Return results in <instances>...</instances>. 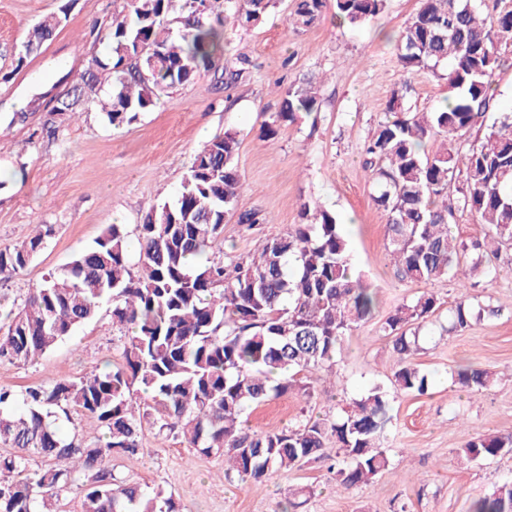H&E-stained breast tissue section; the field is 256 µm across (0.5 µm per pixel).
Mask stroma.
Segmentation results:
<instances>
[{
    "label": "stroma",
    "instance_id": "1",
    "mask_svg": "<svg viewBox=\"0 0 512 512\" xmlns=\"http://www.w3.org/2000/svg\"><path fill=\"white\" fill-rule=\"evenodd\" d=\"M295 4L277 0L256 27L241 26L225 9L221 55L235 81L228 85L200 72L161 95L136 121L115 126L94 102L85 103L76 119L66 112L51 118L37 107L76 84L94 58L107 57L100 34L112 20L115 0H0V249L23 241L36 225L53 228L24 272L0 279V310L18 308L30 288L93 245L105 225L117 222L135 234L148 205L172 199L195 154L227 128L241 139L239 207L258 212L260 222L248 226L228 215L224 251L248 255L303 223L305 202L336 216L353 266L377 290V311L345 336L338 365L313 375L316 400L291 394L253 407L245 414L252 431L322 416L372 385L388 387L394 356L382 329L386 317L428 291L444 324L460 296L451 278L427 284L396 277L387 216L374 201L363 152L387 120L393 95H404L409 111L432 112L452 94L443 78L447 64L411 74L401 67L396 36L419 0H386L379 15L356 29L339 23L334 0L310 26L292 28ZM62 12L67 19L55 36L37 53L19 57L38 21ZM243 56L249 66L240 65ZM292 86L313 89L314 112L264 139L262 124L279 111ZM21 96L29 100L22 113L14 105ZM50 118L57 128L52 137L42 130ZM496 266V278L477 276L467 293L473 306L495 307V314L466 330L425 338L415 358L429 380L425 395L390 392L391 421L383 439L390 464L369 483L337 492L320 460L244 483L225 474L223 459L196 453L177 434L159 440L149 427L137 454L113 458L115 472L174 494L185 512H278L299 487L312 491L303 512H396L402 502L409 512H469L474 499L512 478V454L476 462L458 455L474 436L512 433V248ZM121 363L105 305L37 364L0 361V386L74 379ZM462 366L497 371L500 380L488 390L468 391L452 381Z\"/></svg>",
    "mask_w": 512,
    "mask_h": 512
}]
</instances>
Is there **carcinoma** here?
Instances as JSON below:
<instances>
[{"label": "carcinoma", "instance_id": "obj_1", "mask_svg": "<svg viewBox=\"0 0 512 512\" xmlns=\"http://www.w3.org/2000/svg\"><path fill=\"white\" fill-rule=\"evenodd\" d=\"M247 26L265 20L276 0H119L104 34L108 60L96 58L60 104L78 112L98 100L114 125L129 124L156 104L159 92L184 85L202 70L219 73L220 33L209 16L223 3ZM386 0H335L336 16L361 27ZM324 0H297L292 26L311 25ZM42 19L23 45L38 51L61 26ZM404 70L448 62L453 104L428 115L399 112L381 123L365 146L378 188L375 202L387 215L390 256L402 281L430 283L452 277L492 275L490 258L512 242V111L502 112L484 143L466 154L445 147L429 151L437 137L452 140L483 123L495 95L490 77L498 45L512 41V10L482 17L472 0H420L398 35ZM111 90L98 98L104 84ZM316 96L289 88L265 135L311 113ZM240 133L228 128L194 156L171 202L148 207L136 225L137 266L129 260L128 232L108 224L94 245L31 289L16 314L6 315L0 361L27 366L73 336L75 328L111 304L112 329L121 337L122 365L93 369L75 379L0 387V512H52L72 488L84 491L82 512H182L173 494L130 484L112 468L117 454L134 455L144 425L159 435L177 432L203 456L224 458L225 474L242 482L285 473L305 462L330 458L336 486L350 491L389 465L380 437L390 421L383 387L374 385L340 407L334 419H306L251 432L244 414L254 405L295 394L314 398L312 375L337 363L344 336L372 316L375 289L350 263L336 216L319 205H302L307 223L267 240L252 258H209L224 220L242 194L238 170ZM464 171L463 207L489 226L487 238L456 241L448 208L439 203L455 173ZM52 227L36 226L22 243L0 249V277L22 273L44 248ZM437 309L424 293L397 306L384 322L392 335V385L423 395L426 376L414 363L420 332ZM467 296L456 302L452 329L481 318ZM494 373L460 369L455 383L489 389ZM79 412L97 424L102 441L65 439L58 420ZM512 453V435H478L459 455L468 462ZM46 458L45 467L31 461ZM470 512H512V481L474 500Z\"/></svg>", "mask_w": 512, "mask_h": 512}]
</instances>
